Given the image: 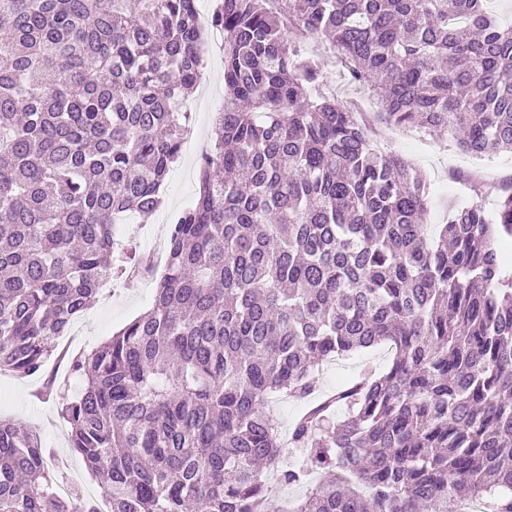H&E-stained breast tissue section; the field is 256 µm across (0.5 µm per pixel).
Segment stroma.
I'll use <instances>...</instances> for the list:
<instances>
[{
  "label": "stroma",
  "instance_id": "1",
  "mask_svg": "<svg viewBox=\"0 0 512 512\" xmlns=\"http://www.w3.org/2000/svg\"><path fill=\"white\" fill-rule=\"evenodd\" d=\"M307 53L324 58L325 83L328 92L347 99L366 124L374 144L383 151L406 158L422 180L430 186V198L425 221L444 223L450 206L470 201L473 196L469 182L479 180L498 184L512 179V152L492 157L478 164L462 153L447 134L431 136L422 132L405 135L401 128L386 123L380 116L381 107L371 95L352 86L328 46L316 41L304 43ZM224 52L209 54L203 75L184 108L195 126L196 142L183 148L181 156L167 175L161 188L162 208L148 221L133 219L119 225V235L135 239L141 255L154 253L161 230L170 228L182 210L196 198L197 162L211 145V117L224 103ZM164 270L163 260H155L151 272L131 279L113 282L111 293L102 294L84 315L78 318L81 342L92 348L111 336L112 332L147 311L153 300L155 285ZM392 357L389 345L382 344L345 357L325 362L317 373L316 396L331 394L345 381L364 376L366 370L381 372ZM40 381L0 374V416L27 423L37 429L56 456H69L67 428L60 418L58 402L39 394Z\"/></svg>",
  "mask_w": 512,
  "mask_h": 512
}]
</instances>
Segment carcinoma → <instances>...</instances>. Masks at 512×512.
I'll list each match as a JSON object with an SVG mask.
<instances>
[{
  "mask_svg": "<svg viewBox=\"0 0 512 512\" xmlns=\"http://www.w3.org/2000/svg\"><path fill=\"white\" fill-rule=\"evenodd\" d=\"M224 110L152 306L71 358L68 448L107 512H512V185L426 233L428 189L322 91L327 43L397 126L512 150V27L487 0H220ZM0 372L39 377L112 276L142 260L205 53L196 0H0ZM390 343L288 433L269 395ZM341 405L345 412L334 413ZM0 418V512H100ZM323 478L306 482L308 472Z\"/></svg>",
  "mask_w": 512,
  "mask_h": 512,
  "instance_id": "cac0c4a2",
  "label": "carcinoma"
}]
</instances>
